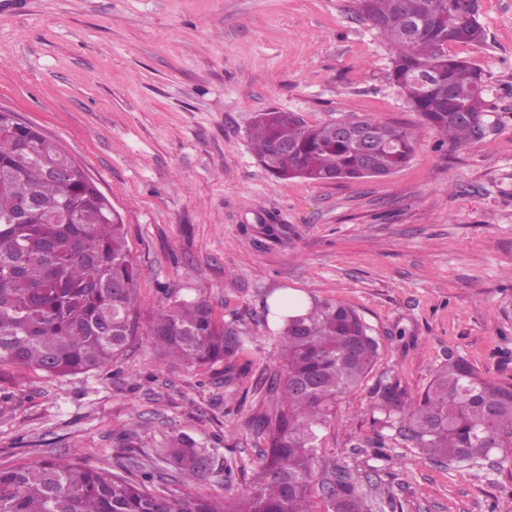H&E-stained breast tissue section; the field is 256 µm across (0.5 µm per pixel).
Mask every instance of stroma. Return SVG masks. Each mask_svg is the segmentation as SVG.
<instances>
[{
  "label": "stroma",
  "mask_w": 512,
  "mask_h": 512,
  "mask_svg": "<svg viewBox=\"0 0 512 512\" xmlns=\"http://www.w3.org/2000/svg\"><path fill=\"white\" fill-rule=\"evenodd\" d=\"M478 6L485 43L449 51L484 70L493 131L452 150L390 82L394 51L357 0H0V111L84 169L139 269L135 330L110 370L0 369V469L78 458L136 476L185 434L210 470L190 484L168 471L165 495L244 491L267 446L250 420L282 371L266 308L289 289L355 308L382 343L319 433L316 478L380 466L365 488L376 512H512V453L432 462L370 408L382 382L421 393L451 353L512 383V0ZM270 108L398 126L414 157L384 178L277 179L248 137ZM198 296L236 322L243 375L149 345L151 316Z\"/></svg>",
  "instance_id": "obj_1"
}]
</instances>
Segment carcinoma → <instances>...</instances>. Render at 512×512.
<instances>
[{
    "mask_svg": "<svg viewBox=\"0 0 512 512\" xmlns=\"http://www.w3.org/2000/svg\"><path fill=\"white\" fill-rule=\"evenodd\" d=\"M359 2L395 52L392 82L440 144L454 150L482 138L485 75L448 54L450 44L485 41L477 0ZM355 124L369 143L342 134L335 122L311 124L298 112L273 108L255 113L249 137L259 163L280 179L359 180L410 163L411 134L372 119ZM63 160L54 142L29 128L0 132V367L48 378L112 365L134 331L131 297L139 277L121 217L84 178L59 181L53 171ZM27 201L37 217L24 224L15 214ZM147 336L163 355L198 368L231 369L242 346L238 330L216 319L200 296L160 308ZM381 348L362 316L337 300L284 318V377L271 378L267 388L276 409L252 418L267 438L265 464L256 482L232 498L149 493L144 483L163 478L157 468L136 483L79 462L45 460L0 470V512H316L310 493L318 431L337 397L371 372ZM371 408L432 461L468 463L512 447V383L486 378L452 353L421 394L382 382ZM162 461L200 479L211 457L179 435ZM321 491L324 512L371 510L362 483L345 471L330 472Z\"/></svg>",
    "mask_w": 512,
    "mask_h": 512,
    "instance_id": "cac0c4a2",
    "label": "carcinoma"
}]
</instances>
